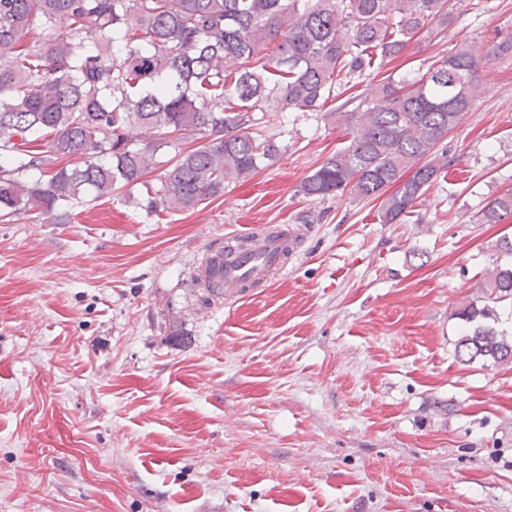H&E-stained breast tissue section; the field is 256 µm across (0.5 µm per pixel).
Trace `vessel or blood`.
Returning <instances> with one entry per match:
<instances>
[{
	"instance_id": "obj_1",
	"label": "vessel or blood",
	"mask_w": 512,
	"mask_h": 512,
	"mask_svg": "<svg viewBox=\"0 0 512 512\" xmlns=\"http://www.w3.org/2000/svg\"><path fill=\"white\" fill-rule=\"evenodd\" d=\"M301 239L298 227L285 226L274 235H255L251 238L252 250L248 255L225 254V247L233 246L234 238L211 248L205 263L200 267L199 282L213 281L222 288L225 298L233 299L244 292L245 285L267 280L273 271L281 268L288 256L294 254Z\"/></svg>"
}]
</instances>
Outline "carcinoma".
Wrapping results in <instances>:
<instances>
[{
  "instance_id": "carcinoma-1",
  "label": "carcinoma",
  "mask_w": 512,
  "mask_h": 512,
  "mask_svg": "<svg viewBox=\"0 0 512 512\" xmlns=\"http://www.w3.org/2000/svg\"><path fill=\"white\" fill-rule=\"evenodd\" d=\"M452 0H0V217L59 223L117 189L146 185V209L193 211L280 154L268 112H320L333 98L349 144L306 176L312 199H382L381 222L411 213L445 167L437 145L484 90L465 49L416 76L347 94L415 36L448 27ZM487 58L512 59V33ZM199 143L182 147L181 139ZM165 148L174 150L158 158ZM512 217V190L481 210ZM465 324L460 361H512L498 328L512 307V237Z\"/></svg>"
}]
</instances>
